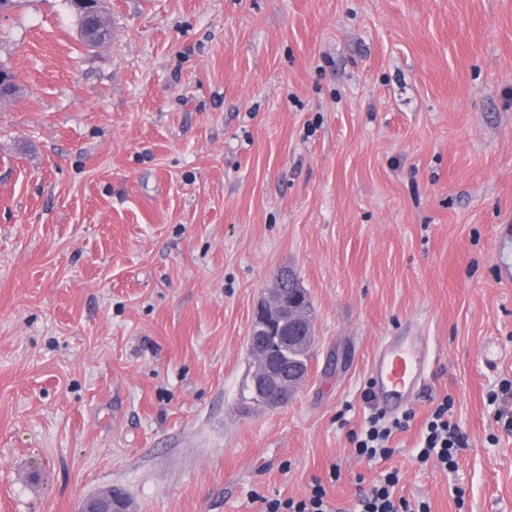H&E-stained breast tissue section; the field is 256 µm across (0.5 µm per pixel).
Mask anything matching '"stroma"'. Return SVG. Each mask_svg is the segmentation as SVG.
<instances>
[{
	"label": "stroma",
	"instance_id": "1",
	"mask_svg": "<svg viewBox=\"0 0 512 512\" xmlns=\"http://www.w3.org/2000/svg\"><path fill=\"white\" fill-rule=\"evenodd\" d=\"M67 0L0 14V512H261L386 470L431 512H512V0ZM288 269L308 376L250 406L253 311ZM427 380L386 461L349 441L378 346ZM466 437L420 464L435 400ZM340 477L330 481L331 467ZM463 488L457 508L454 490ZM121 489V488H120ZM125 502L129 506H131L130 501L127 499L125 492L121 489ZM125 502L122 500H117L112 497V493H110L106 497H101L99 500L97 498L86 501L82 507L80 508V512H128L129 509L125 507Z\"/></svg>",
	"mask_w": 512,
	"mask_h": 512
}]
</instances>
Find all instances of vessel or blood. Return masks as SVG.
<instances>
[{
  "mask_svg": "<svg viewBox=\"0 0 512 512\" xmlns=\"http://www.w3.org/2000/svg\"><path fill=\"white\" fill-rule=\"evenodd\" d=\"M425 364L424 350L417 337L398 336L378 347L370 380L374 397L384 411H401L413 401L424 382Z\"/></svg>",
  "mask_w": 512,
  "mask_h": 512,
  "instance_id": "1",
  "label": "vessel or blood"
}]
</instances>
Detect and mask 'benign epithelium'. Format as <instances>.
<instances>
[{
    "label": "benign epithelium",
    "instance_id": "1",
    "mask_svg": "<svg viewBox=\"0 0 512 512\" xmlns=\"http://www.w3.org/2000/svg\"><path fill=\"white\" fill-rule=\"evenodd\" d=\"M83 17L87 31L96 29L101 21L98 3L85 0ZM285 277V272L276 274L274 287L257 303L251 326V335L272 336L279 344L277 352L264 341L254 340L249 347L252 364L249 383L255 393L263 395L265 407L271 409L287 404L293 391L305 381L307 372L289 368L282 356L290 345L306 348L313 332L312 320L299 305V298L288 295L282 288ZM80 512H128V509L124 501L108 495L85 502Z\"/></svg>",
    "mask_w": 512,
    "mask_h": 512
}]
</instances>
